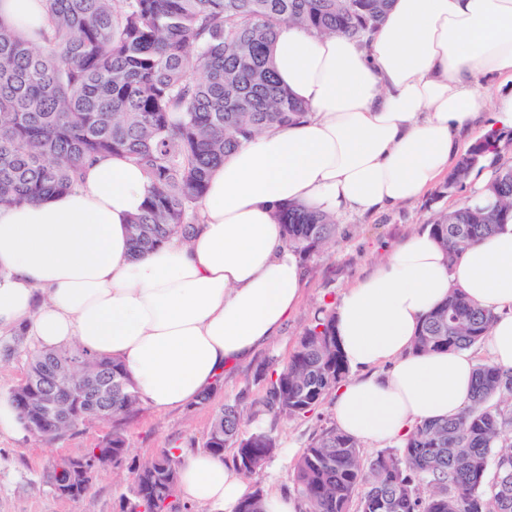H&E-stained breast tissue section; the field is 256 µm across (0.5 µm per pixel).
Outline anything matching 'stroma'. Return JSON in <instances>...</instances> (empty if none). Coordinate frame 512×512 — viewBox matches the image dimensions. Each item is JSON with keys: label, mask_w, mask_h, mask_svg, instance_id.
Returning <instances> with one entry per match:
<instances>
[{"label": "stroma", "mask_w": 512, "mask_h": 512, "mask_svg": "<svg viewBox=\"0 0 512 512\" xmlns=\"http://www.w3.org/2000/svg\"><path fill=\"white\" fill-rule=\"evenodd\" d=\"M466 193L462 185L445 197L431 191L389 211L338 217L339 243L306 263L301 302L280 333L250 358L226 370L209 401L196 402L186 410L158 411L143 405L125 426L131 456L146 459L163 448L180 449L186 457L197 454L215 412L233 404L241 414L244 431H267L277 441L275 454L249 478V487L294 495L293 465L316 434L335 426L334 401L326 399L314 413L294 419L260 411L258 402L267 392L272 369L287 361L318 306L336 302L376 268L385 249L426 229L437 211L454 207ZM111 430V424L98 422L52 444L34 441L21 429L0 431V512H117L121 494L133 482L127 466L97 472L90 491L77 502L56 497L41 482L53 457L80 455Z\"/></svg>", "instance_id": "35a3bbf8"}]
</instances>
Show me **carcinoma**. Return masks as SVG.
Instances as JSON below:
<instances>
[{
  "instance_id": "1",
  "label": "carcinoma",
  "mask_w": 512,
  "mask_h": 512,
  "mask_svg": "<svg viewBox=\"0 0 512 512\" xmlns=\"http://www.w3.org/2000/svg\"><path fill=\"white\" fill-rule=\"evenodd\" d=\"M47 25L31 39L0 21V203L36 202L70 190L86 163L122 155L146 173L150 189L130 220L141 256L171 237L188 236L212 171L243 143L305 117L275 74L270 54L278 26L340 33L364 42L392 0H44ZM497 136L457 159L444 192L461 185L496 153ZM487 206L439 212L429 232L455 262L478 239L512 220V165L496 166ZM288 245L307 262L338 244L336 219L301 205L277 215ZM495 315L458 290L430 311L414 352L481 344ZM25 353V378L12 386L22 428L38 441H61L84 426L112 424L101 445L55 457L42 475L53 488L60 469L96 454L128 463L134 482L120 512H190L175 497L182 455L163 448L146 461L129 457L121 425L143 400L124 365L80 347L30 349L21 331L0 342L6 358ZM90 368L91 382L66 377ZM333 310L320 306L285 365L270 374L260 401L276 417L313 413L347 377ZM65 398L58 415L40 396ZM232 405L214 415L201 449L247 478L277 450L267 432L241 431ZM299 512H512V368L477 363L470 403L459 413L415 424L394 448L361 459L359 442L332 427L294 465ZM266 494L248 493L235 512H265Z\"/></svg>"
}]
</instances>
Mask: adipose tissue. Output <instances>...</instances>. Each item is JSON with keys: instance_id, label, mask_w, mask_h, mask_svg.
Listing matches in <instances>:
<instances>
[{"instance_id": "1", "label": "adipose tissue", "mask_w": 512, "mask_h": 512, "mask_svg": "<svg viewBox=\"0 0 512 512\" xmlns=\"http://www.w3.org/2000/svg\"><path fill=\"white\" fill-rule=\"evenodd\" d=\"M273 63L309 114L212 172L189 241L134 256L129 221L149 180L119 156L86 165L74 190L0 205V333L22 329L45 349L77 344L113 357L153 408L186 406L300 303L304 268L278 210L378 213L432 190L481 106V79L507 87L494 108L512 126V0H394L365 46L285 24ZM454 289L495 314L486 352L512 367V223L453 263L430 234H413L335 307L357 371L336 391L341 431L394 441L468 404L469 350H412L425 316ZM179 490L187 502L234 512L248 484L197 454L183 462Z\"/></svg>"}]
</instances>
